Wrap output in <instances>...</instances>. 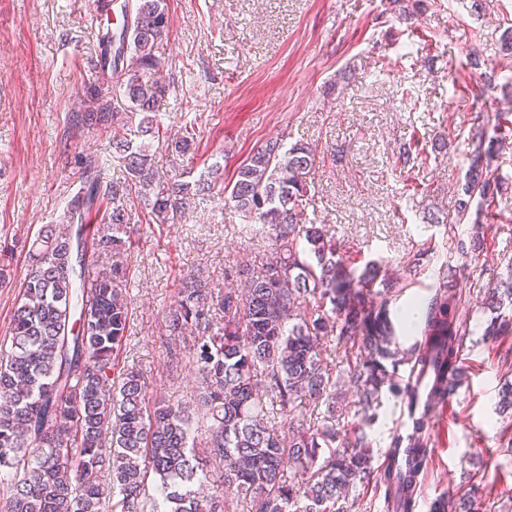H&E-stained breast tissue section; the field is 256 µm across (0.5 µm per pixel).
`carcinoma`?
I'll return each mask as SVG.
<instances>
[{"mask_svg": "<svg viewBox=\"0 0 512 512\" xmlns=\"http://www.w3.org/2000/svg\"><path fill=\"white\" fill-rule=\"evenodd\" d=\"M166 0H133L122 23L99 32L100 68L106 80L86 89L85 108L75 113L81 131H112V158L124 180L105 181L104 159L80 158L82 185L67 203L61 225L38 236L31 268L21 282L9 345L0 343V471L6 494L0 512H145L148 482L161 501L152 512H224L230 499L250 502L249 512H352L347 493L369 482L374 457L364 428L340 438V423L353 415L370 425L383 388L410 404L411 382L398 368L432 366L457 380L466 320L448 277L422 311L425 342L401 360L391 349L394 327L376 296L397 293L424 269V250L395 269L380 258L351 265L335 234L306 224L309 174L317 149L289 147L281 139L254 151L238 168L225 200L245 221L251 239H265L267 262L240 269L243 294L224 292L214 305L201 292L200 272L180 282V301L164 317L169 335H194L189 353L202 381L196 417L180 405L150 400L134 370H117L116 358L130 337L131 313L123 293L128 282L131 232L139 223L137 198L155 224H174L191 198L215 188L223 167L203 177L159 173L152 147L160 140L158 112L170 93L159 76L158 53L168 38ZM138 120L137 143L121 133ZM467 168L458 189L453 223L470 220L469 242L450 250L481 249L489 207L504 195L491 175L500 151L512 146V112L499 111L470 128L464 139ZM192 127L166 143L174 156L195 150ZM112 263L86 274L88 253ZM495 313L484 329L490 338L512 326L499 310L512 306V272L488 291ZM344 348L347 373L358 400L345 404L330 361V339ZM325 406L321 415L315 408ZM287 419V426L276 416ZM428 421L390 444L380 482L410 512L417 479L427 464ZM293 465L287 473L284 463ZM222 466L215 493L204 499L193 486Z\"/></svg>", "mask_w": 512, "mask_h": 512, "instance_id": "carcinoma-1", "label": "carcinoma"}]
</instances>
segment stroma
<instances>
[{
    "label": "stroma",
    "instance_id": "35a3bbf8",
    "mask_svg": "<svg viewBox=\"0 0 512 512\" xmlns=\"http://www.w3.org/2000/svg\"><path fill=\"white\" fill-rule=\"evenodd\" d=\"M167 3L160 74L170 93L160 129L172 135L189 122L197 138L195 152L174 162L180 170L195 179L219 161L229 178L266 141L316 146L304 218L329 226L344 258L361 267L429 252L423 274L388 299L392 322L435 293L445 264L465 267L466 370L429 436L413 512L464 495L474 512H512V420L498 412L502 387L512 383V332L485 337L490 314L482 305L512 260V191L500 199L480 254H449V233L466 239L472 227L447 225L463 153L439 148L442 137L468 131L477 113L504 107L512 95V59L498 53L512 0H485L481 18L470 0H424L407 23L388 0ZM92 23V0H0V341L9 336L33 242L79 187L78 158L109 151L108 134L69 127L85 87L101 78ZM472 52L496 75L492 95L480 99L464 87ZM414 139L427 159L401 160ZM432 214L439 223H429ZM242 226L219 188L191 200L176 223L139 224L127 286L132 330L119 364L140 373L147 397L196 408V367L171 364L162 319L186 273L202 270L216 297L239 284V266L266 262V243L249 242ZM404 419L401 401L383 394L379 418L366 429L374 467Z\"/></svg>",
    "mask_w": 512,
    "mask_h": 512
}]
</instances>
